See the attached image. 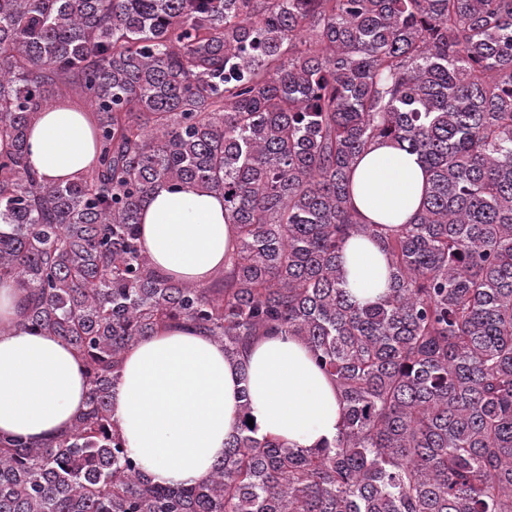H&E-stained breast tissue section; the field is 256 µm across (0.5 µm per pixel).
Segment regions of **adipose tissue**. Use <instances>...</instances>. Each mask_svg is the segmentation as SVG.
<instances>
[{"instance_id":"1","label":"adipose tissue","mask_w":512,"mask_h":512,"mask_svg":"<svg viewBox=\"0 0 512 512\" xmlns=\"http://www.w3.org/2000/svg\"><path fill=\"white\" fill-rule=\"evenodd\" d=\"M95 117L64 102L40 113L28 132L29 163L45 181L74 178L97 156ZM425 172L417 155L381 142L351 173L359 223L405 224L418 211ZM141 239L163 273L198 284L224 266L233 228L215 192L158 185L141 211ZM347 287L359 302L388 290L389 259L374 241L351 238L342 251ZM25 292L0 283V435L43 443L57 438L84 409L81 358L60 339L26 327ZM248 390L258 436L301 448L333 440L341 423L336 388L292 336L255 340L238 363L191 325L167 328L126 354L114 392V418L140 468L168 484L205 481L235 434L239 392Z\"/></svg>"}]
</instances>
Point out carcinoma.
I'll list each match as a JSON object with an SVG mask.
<instances>
[{"instance_id":"obj_1","label":"carcinoma","mask_w":512,"mask_h":512,"mask_svg":"<svg viewBox=\"0 0 512 512\" xmlns=\"http://www.w3.org/2000/svg\"><path fill=\"white\" fill-rule=\"evenodd\" d=\"M96 163L46 182L38 113L73 97ZM417 154L407 224H360L374 141ZM224 196L235 244L208 284L144 253L160 184ZM390 259L374 302L340 254ZM72 346L86 409L43 444L0 437V512H512V0H0V281ZM187 321L235 363L295 336L334 381L339 433L249 427L209 478L160 483L114 424L125 352ZM341 255L346 286L358 302L373 301L387 292L389 259L376 242L353 237Z\"/></svg>"}]
</instances>
